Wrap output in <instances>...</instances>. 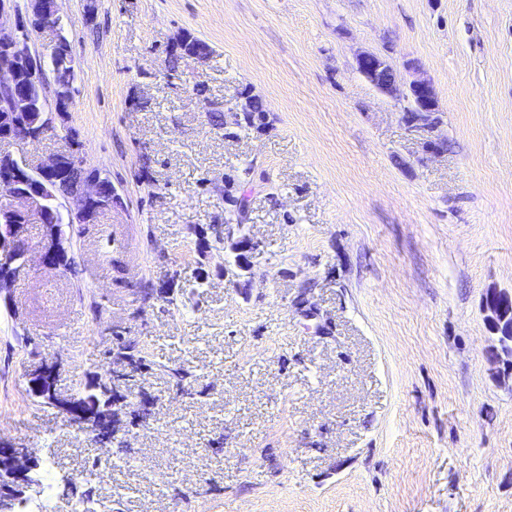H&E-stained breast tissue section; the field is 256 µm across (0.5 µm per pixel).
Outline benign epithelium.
<instances>
[{
	"label": "benign epithelium",
	"mask_w": 512,
	"mask_h": 512,
	"mask_svg": "<svg viewBox=\"0 0 512 512\" xmlns=\"http://www.w3.org/2000/svg\"><path fill=\"white\" fill-rule=\"evenodd\" d=\"M16 15L11 24L4 17ZM58 8L48 11L44 0H27L25 13H20L15 0H0V145L27 143L39 140L53 128L55 118L61 116L64 106L71 100L70 85H55L52 90L55 111H50L47 98H42L41 120L30 121L34 108V97L28 91L17 88L20 66H25L33 83L46 82V69L42 57L31 47V33L59 24ZM357 67L376 88L392 96H400L396 85L394 68L382 57L364 53L357 59ZM411 106L404 109L407 123L434 135L435 144L442 145V139L435 135L440 126L437 119L438 104L431 82L418 77L409 85ZM40 174L42 182L34 184L23 170ZM76 177L70 189L63 195L69 203V223L94 224L91 207L102 211L120 202L113 192L104 197V180L100 173L88 167L79 156L71 151L53 154L35 167L10 152L0 151V190L12 198V204L0 206V293L6 291L22 275L28 273L32 261V244L29 226L43 225L45 233L38 244L41 264L52 269H61L66 263L67 249L64 245L61 224L63 218L59 207H54L53 220L47 221L45 192L47 186L70 171ZM130 370L126 361L114 358L112 371L101 380L97 387L104 391L117 389ZM122 406L115 403L107 408L104 425L99 426L87 419L83 408L70 405L65 408L73 416L78 430L92 435L93 440L105 446L121 430L120 412ZM40 460L27 448H17L10 441L0 439V512H21L25 504V492L38 484L36 478Z\"/></svg>",
	"instance_id": "obj_1"
}]
</instances>
